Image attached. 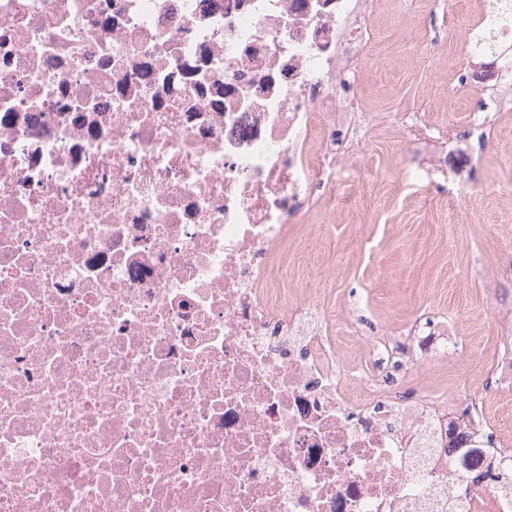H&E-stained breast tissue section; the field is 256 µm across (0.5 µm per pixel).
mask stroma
I'll list each match as a JSON object with an SVG mask.
<instances>
[{
	"label": "stroma",
	"mask_w": 512,
	"mask_h": 512,
	"mask_svg": "<svg viewBox=\"0 0 512 512\" xmlns=\"http://www.w3.org/2000/svg\"><path fill=\"white\" fill-rule=\"evenodd\" d=\"M481 2L381 0L356 88L365 117L359 160L378 176L311 210L306 230L289 233L288 287L318 289L335 307L346 355L403 335L417 319L435 320L462 354L392 364L389 383L452 408L463 395L485 397L500 441L512 446V391L484 393L512 336V311L492 294L512 289V196L495 191L512 183V112L487 109L484 94L469 88L491 70V56L460 55ZM411 113L422 122L408 132L402 122ZM433 127L446 130V141L428 140ZM437 160L448 163L444 185L408 179ZM474 183L488 192L468 193Z\"/></svg>",
	"instance_id": "1"
}]
</instances>
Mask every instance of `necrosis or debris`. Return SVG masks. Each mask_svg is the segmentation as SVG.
Instances as JSON below:
<instances>
[{"label":"necrosis or debris","mask_w":512,"mask_h":512,"mask_svg":"<svg viewBox=\"0 0 512 512\" xmlns=\"http://www.w3.org/2000/svg\"><path fill=\"white\" fill-rule=\"evenodd\" d=\"M378 5L0 0V512H512L481 400L288 296Z\"/></svg>","instance_id":"necrosis-or-debris-1"}]
</instances>
